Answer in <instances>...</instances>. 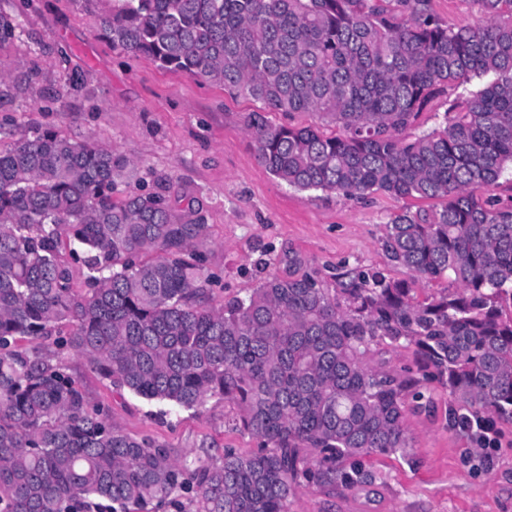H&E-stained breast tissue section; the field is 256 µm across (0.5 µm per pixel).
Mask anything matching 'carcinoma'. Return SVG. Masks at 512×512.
<instances>
[{"label": "carcinoma", "instance_id": "carcinoma-1", "mask_svg": "<svg viewBox=\"0 0 512 512\" xmlns=\"http://www.w3.org/2000/svg\"><path fill=\"white\" fill-rule=\"evenodd\" d=\"M112 48L263 105L260 163L299 190L441 201L391 217L382 248L410 271L351 269L326 288L267 273L215 304L198 243L208 225L164 195L119 190L131 161L39 131L0 145V512H288L302 486L372 483L363 460L406 458L409 408L448 389L451 411L512 424V208L490 189L512 165V0L473 27L428 0H111ZM17 23L0 13V45ZM445 126L409 138L427 107L475 77ZM315 112L341 128L272 123ZM88 288H76L77 270ZM420 279L457 285L417 299ZM37 338L42 345L25 348ZM391 347L416 370L375 364ZM182 409L222 398L264 447L179 460L112 426L69 372Z\"/></svg>", "mask_w": 512, "mask_h": 512}]
</instances>
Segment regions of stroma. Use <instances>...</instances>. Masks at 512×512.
Returning <instances> with one entry per match:
<instances>
[{"label": "stroma", "instance_id": "1", "mask_svg": "<svg viewBox=\"0 0 512 512\" xmlns=\"http://www.w3.org/2000/svg\"><path fill=\"white\" fill-rule=\"evenodd\" d=\"M109 7L108 0H0V12L20 25L18 38L0 45V143L52 129L128 157L136 166L131 188L163 194L182 214L198 209L209 227L201 249L219 302L245 295L266 273L298 268L331 288L354 268L409 278L381 247L402 202L279 181L261 165L247 127L259 102L113 49L98 28ZM430 11L458 27L485 18L477 0H430ZM69 362L91 403L108 407L113 426L128 435L207 464L220 462L225 449L261 446L234 428L238 410L221 399L175 410L117 391L78 354ZM425 394L430 409H409L405 418L409 460L367 459L374 483L333 497L299 488L290 512H512V426L498 424L493 461L481 462L449 413L446 389L433 383Z\"/></svg>", "mask_w": 512, "mask_h": 512}]
</instances>
